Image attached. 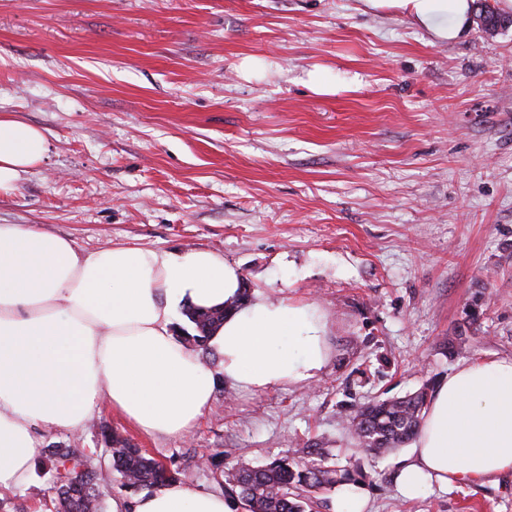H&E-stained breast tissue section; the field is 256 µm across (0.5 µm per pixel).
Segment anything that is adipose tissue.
<instances>
[{
  "mask_svg": "<svg viewBox=\"0 0 512 512\" xmlns=\"http://www.w3.org/2000/svg\"><path fill=\"white\" fill-rule=\"evenodd\" d=\"M397 11L439 42L470 25L473 0H365ZM48 151L44 132L0 113V191ZM208 250L115 246L87 255L32 224H0V494L28 484L40 432L79 430L102 406L139 432L183 438L207 414L217 382L263 392L318 378L332 353L315 304L255 293ZM226 307L208 345L216 366L171 331L181 303ZM512 474V358L460 366L434 392L402 460L400 494L435 483ZM112 512H232L222 494L181 482L113 500Z\"/></svg>",
  "mask_w": 512,
  "mask_h": 512,
  "instance_id": "1",
  "label": "adipose tissue"
}]
</instances>
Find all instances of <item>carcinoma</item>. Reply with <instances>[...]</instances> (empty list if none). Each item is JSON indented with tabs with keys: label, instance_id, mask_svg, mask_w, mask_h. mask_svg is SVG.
<instances>
[{
	"label": "carcinoma",
	"instance_id": "carcinoma-1",
	"mask_svg": "<svg viewBox=\"0 0 512 512\" xmlns=\"http://www.w3.org/2000/svg\"><path fill=\"white\" fill-rule=\"evenodd\" d=\"M224 309L190 308L185 316L192 330H183L178 340L191 347L206 346L211 333L224 322ZM428 399L424 386L403 398L385 399L362 406L349 418V432L356 444L372 454H388L406 444L417 434L421 414ZM102 449L110 466L123 478V488L130 493L157 490L180 481L185 473L168 468L130 441L117 435ZM307 461L280 458L262 467L239 464L226 479V495L245 512H307L314 508L322 491L360 483L366 477L358 464L327 466L328 451L315 448ZM50 463V482L62 512H107L106 494L97 482L99 460L84 465L86 451L68 446L44 449ZM73 463L66 468V463Z\"/></svg>",
	"mask_w": 512,
	"mask_h": 512
}]
</instances>
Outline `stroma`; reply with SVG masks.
<instances>
[{
    "label": "stroma",
    "mask_w": 512,
    "mask_h": 512,
    "mask_svg": "<svg viewBox=\"0 0 512 512\" xmlns=\"http://www.w3.org/2000/svg\"><path fill=\"white\" fill-rule=\"evenodd\" d=\"M331 85L311 89V75ZM49 151L0 224L85 254L207 249L249 291L317 303L332 360L306 384H217L184 438L109 409L42 446L130 439L189 485L302 448L358 460L370 512H512V475L400 497L408 447L376 458L351 411L512 358V28L436 42L364 0H0V113ZM7 512H56L44 466Z\"/></svg>",
    "instance_id": "1"
}]
</instances>
